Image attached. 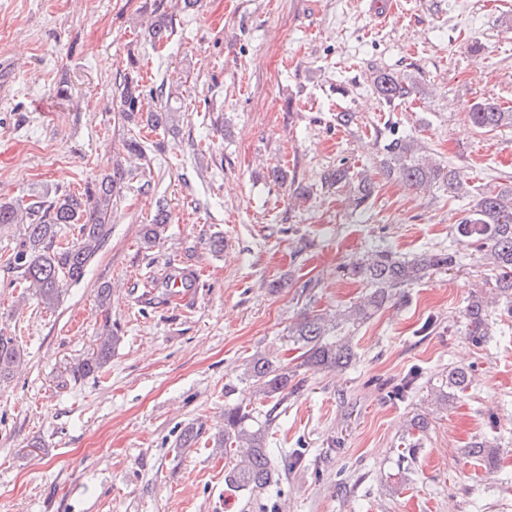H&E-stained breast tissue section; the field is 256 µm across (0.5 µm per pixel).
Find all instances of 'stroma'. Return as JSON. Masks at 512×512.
<instances>
[{
	"mask_svg": "<svg viewBox=\"0 0 512 512\" xmlns=\"http://www.w3.org/2000/svg\"><path fill=\"white\" fill-rule=\"evenodd\" d=\"M400 2L381 27L371 0L188 10L180 0H0V198L46 186L78 194L128 163L130 126L113 92L130 56L145 84L178 93L173 131L142 134L111 233L55 308L19 300L4 257L23 229L0 233V331L24 349L0 383V512H512V317L493 312L487 341L470 342L464 310L491 292L493 270L455 240L472 190L512 176V126L484 132L467 116L484 98L512 107V0ZM157 12L173 26L160 47L143 39ZM377 69L415 79V95L381 107ZM340 112L352 113L349 127L337 126ZM401 135L461 171L469 194L381 178L383 146ZM341 165L377 183L362 212L322 183ZM276 167L286 182L273 180ZM159 200L172 222L148 248L140 226ZM217 233L220 253L208 244ZM448 248L452 268L354 326L350 366L298 368L270 445L295 466L253 498L225 492L213 445L225 384L235 401L252 400L245 363L258 353L293 362L289 326L304 310L364 297L351 265L370 251L410 259ZM186 275L192 287L173 291ZM108 323L122 334L110 364L73 379ZM456 367L473 373L472 388L432 409ZM410 376L412 392L394 397ZM422 412L429 428L405 483L399 444ZM190 423L197 442L179 447ZM483 439L501 452L492 472L466 453Z\"/></svg>",
	"mask_w": 512,
	"mask_h": 512,
	"instance_id": "stroma-1",
	"label": "stroma"
}]
</instances>
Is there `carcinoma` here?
I'll list each match as a JSON object with an SVG mask.
<instances>
[{
    "mask_svg": "<svg viewBox=\"0 0 512 512\" xmlns=\"http://www.w3.org/2000/svg\"><path fill=\"white\" fill-rule=\"evenodd\" d=\"M147 30L152 42L161 41L170 31L167 17L156 15ZM137 70V61L130 60V72L118 84L117 111L125 120L141 122L152 131L171 129L174 112L170 106L149 107L154 97L163 96L162 88L142 84ZM370 84L380 104L387 108L409 99L416 89L410 78L383 69L371 74ZM468 119L472 127L489 132L512 126V110L483 99L471 105ZM384 150L385 175L403 186L421 191L439 184L450 194L468 193L459 171L417 157L414 140L398 136L385 144ZM124 180V169L117 167L82 195L44 189L25 198L0 201V229L13 224L23 226L21 241L6 258L7 265L17 273L15 285L23 294H31L51 308L66 283L84 277L109 234L113 198ZM326 183L336 188L353 186L350 201L355 210L365 208L376 189L372 180H356L344 166L328 174ZM169 223L166 206L156 205L149 222L141 225L143 243L154 245ZM67 229L77 232L76 240L63 239ZM457 232L467 245L488 256L496 271V296L489 300L474 295L465 310L469 339L480 344L488 336L493 304L501 299L512 302V184L478 194L474 206L459 221ZM455 262L456 255L446 250L430 251L412 260L401 259L387 249L374 250L356 266L357 274L372 288L362 301L332 323L321 313L305 311L292 326L289 338L302 350V364L317 370L347 366L354 358L347 324L370 318L397 295V289ZM119 342L117 328L106 326L96 338V349L71 367V376L81 379L104 371L112 348ZM23 357L17 338L0 332V379L15 374ZM240 379L250 382L256 393L270 401V407L257 410L239 403L224 405V430L215 438V447L224 449L229 457L224 467L225 490L252 496L277 483L278 470L269 445L278 428L279 409L288 399L290 374L278 358L258 354L246 363ZM473 382L470 371L451 370L437 389V402L448 403L467 392ZM467 452L489 469L497 465V449L487 440L473 442Z\"/></svg>",
    "mask_w": 512,
    "mask_h": 512,
    "instance_id": "obj_1",
    "label": "carcinoma"
}]
</instances>
